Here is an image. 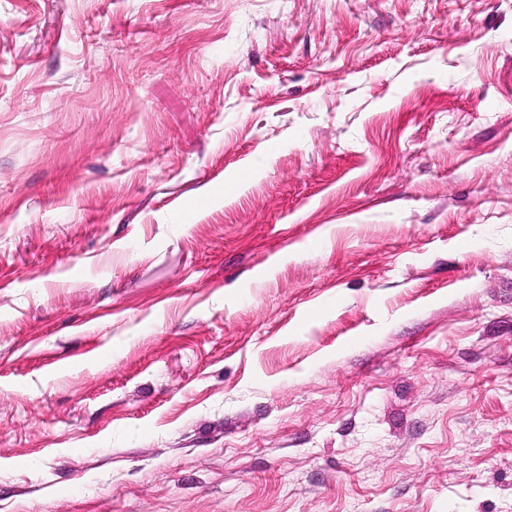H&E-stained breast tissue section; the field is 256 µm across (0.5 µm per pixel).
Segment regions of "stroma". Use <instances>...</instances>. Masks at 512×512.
<instances>
[{"label":"stroma","mask_w":512,"mask_h":512,"mask_svg":"<svg viewBox=\"0 0 512 512\" xmlns=\"http://www.w3.org/2000/svg\"><path fill=\"white\" fill-rule=\"evenodd\" d=\"M0 512H512V0H0Z\"/></svg>","instance_id":"35a3bbf8"}]
</instances>
